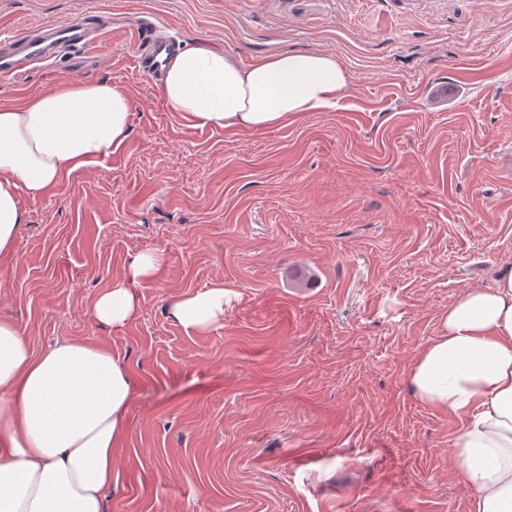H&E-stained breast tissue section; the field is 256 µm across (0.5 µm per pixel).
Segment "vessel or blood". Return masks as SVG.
<instances>
[{
	"label": "vessel or blood",
	"mask_w": 512,
	"mask_h": 512,
	"mask_svg": "<svg viewBox=\"0 0 512 512\" xmlns=\"http://www.w3.org/2000/svg\"><path fill=\"white\" fill-rule=\"evenodd\" d=\"M97 38L95 29L77 22L57 26L46 33L30 30L8 45L0 46V75L23 77L31 64L58 55L74 61L90 58ZM172 47L170 38L158 32L154 23H145L135 52L137 71L150 77L161 73L160 56Z\"/></svg>",
	"instance_id": "1"
}]
</instances>
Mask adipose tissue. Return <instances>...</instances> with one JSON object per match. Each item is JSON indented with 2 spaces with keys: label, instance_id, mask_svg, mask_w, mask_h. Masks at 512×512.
<instances>
[{
  "label": "adipose tissue",
  "instance_id": "adipose-tissue-1",
  "mask_svg": "<svg viewBox=\"0 0 512 512\" xmlns=\"http://www.w3.org/2000/svg\"><path fill=\"white\" fill-rule=\"evenodd\" d=\"M348 76L334 56L281 52L248 66L223 51L171 53L161 98L196 127L231 132L286 126L335 106ZM130 100L116 83L64 82L18 105L0 104V254L12 253L26 217L21 197L45 195L67 174L108 158L129 134ZM160 267L130 257L122 278L89 309L119 328L139 309L138 286ZM223 283L176 298L172 316L200 334L224 317ZM440 336L413 362L408 383L428 406L463 417L453 455L473 512H512V271L463 291ZM135 380L96 341L63 338L34 351L0 321V512H104L112 450L128 429Z\"/></svg>",
  "mask_w": 512,
  "mask_h": 512
}]
</instances>
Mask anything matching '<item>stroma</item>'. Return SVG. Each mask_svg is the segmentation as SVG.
I'll list each match as a JSON object with an SVG mask.
<instances>
[{
    "label": "stroma",
    "instance_id": "obj_1",
    "mask_svg": "<svg viewBox=\"0 0 512 512\" xmlns=\"http://www.w3.org/2000/svg\"><path fill=\"white\" fill-rule=\"evenodd\" d=\"M111 19L87 82L131 99L112 156L22 197L0 320L34 350L91 338L135 392L105 512H472L460 418L408 371L464 289L512 267V0H0V39ZM151 20L238 64L334 55L331 109L243 133L191 126L134 68ZM76 76L0 75V102ZM162 265L118 329L88 311L129 258ZM223 283L200 335L171 316Z\"/></svg>",
    "mask_w": 512,
    "mask_h": 512
}]
</instances>
